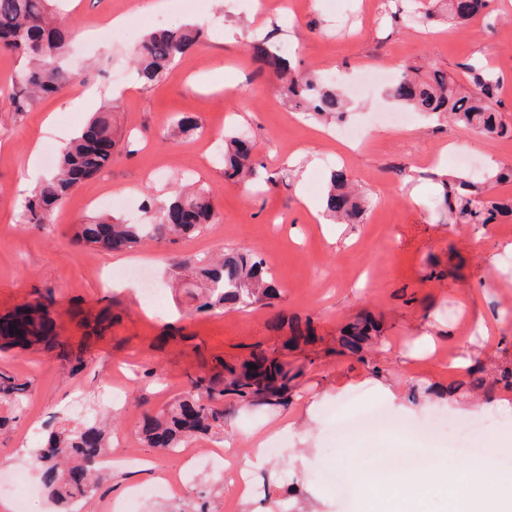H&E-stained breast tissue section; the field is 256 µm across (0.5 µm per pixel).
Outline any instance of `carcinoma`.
Returning a JSON list of instances; mask_svg holds the SVG:
<instances>
[{"instance_id": "1", "label": "carcinoma", "mask_w": 512, "mask_h": 512, "mask_svg": "<svg viewBox=\"0 0 512 512\" xmlns=\"http://www.w3.org/2000/svg\"><path fill=\"white\" fill-rule=\"evenodd\" d=\"M55 0H0V50L16 53L21 65L11 76V105L16 113L28 111L38 100L69 85L73 76L63 59L68 51L65 37L54 20ZM488 0H447L448 19L465 23L480 17ZM201 38V28L179 26L143 35L133 49V61L145 86L163 76ZM263 66L283 83L294 106L323 120L340 118L346 112L343 95L335 86L316 75L300 72L276 47L271 38L252 46ZM469 80L464 89L454 77L439 68L420 75V68L401 63L388 90L397 104L416 112L441 116L452 124L468 127L488 139L512 136V123L497 108L500 77L480 62L463 66ZM109 104L70 141L59 156L57 168L29 196L22 219L30 224H46L51 209L60 204L83 181L109 167L117 142L112 130ZM254 145L240 136H224L221 162L228 181L254 183L261 179L260 167L253 161ZM443 201L450 218L457 224H495L512 217V197H490L484 183L463 176L441 178ZM323 211L336 224H360L366 201L353 187L344 169L330 173L323 197ZM145 224H123L116 218H95L81 225L75 243L96 244L108 251L131 249L149 239L158 242L187 235L204 224L219 223L211 196L204 188L178 185L160 203L147 202ZM193 290L189 291L195 312L217 308H245L268 302L278 289L261 255L255 252H228L214 260H200L194 266ZM313 339L311 321L289 324L284 350H294ZM379 339V326L369 315H358L346 324L339 337V353L358 357L365 364L369 348ZM60 348L67 362H82L83 351L74 350L55 336L53 311L37 301L0 318V348L39 346ZM221 371L191 375V388L205 396L188 394L157 414L145 418L144 440L151 448L174 450L201 436L224 433L227 422L225 403L273 409L286 407L296 396L304 366H293L276 351L258 349L248 357L226 363L215 358ZM256 368L251 369L249 365ZM29 383L0 372V432L16 420V412L26 402ZM110 433L106 425L93 420L71 428L51 430L33 457L43 470L51 496L60 503L93 499L105 479L101 458L109 452Z\"/></svg>"}]
</instances>
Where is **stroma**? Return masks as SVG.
<instances>
[{
	"mask_svg": "<svg viewBox=\"0 0 512 512\" xmlns=\"http://www.w3.org/2000/svg\"><path fill=\"white\" fill-rule=\"evenodd\" d=\"M260 2V12L244 22L237 0H210L203 16L183 0H67L65 17H79L85 29L70 44L74 80L19 115L9 100L17 57L0 51V315L50 298L61 338L87 345L76 368L42 348L0 351V370L31 384L19 419L0 433V470L24 471L38 489L30 512L58 510L31 463L43 435L108 410L124 440L117 456L153 462L113 468L90 512H108L133 487L156 482L163 463L177 456L144 446L145 414L185 397L188 375L212 373L214 357L233 363L255 348L281 345L269 326L277 314L312 319L316 328L314 343L288 355L305 366L297 399L275 412L233 409L223 440L192 443L204 453L266 430L270 452L251 463V496L238 499L234 482L225 484L237 512H363L362 486L347 480V472L401 442L443 472L487 453L494 481L512 475V457L494 452L512 437V388L495 385L487 400L441 393L467 381L472 359L494 370L512 368V220L480 231L449 223L437 181L469 164L482 180L495 166L512 165V138L490 140L418 113L404 128L383 118L394 108L386 91L397 62L438 67L461 79L463 64L486 59L503 78L498 101L512 120V42L504 37L512 29V0H489L485 19L427 27L394 23L392 13L407 12L408 0H378L374 8L354 0L345 9L336 0H312L301 15L289 10L290 0ZM154 12L167 13L172 27L200 25L207 36L147 89L136 78L130 44L103 40L99 31L122 13L140 32L150 31ZM268 34L290 43L302 70L334 72L358 84L339 124L304 119L260 72L248 45ZM97 58L105 75L88 67ZM115 73L123 74L122 82H112ZM109 101L115 104V161L74 189L48 223H25L22 198ZM182 113L197 117L200 128L169 139ZM339 125L364 128L367 145L332 140ZM225 132L249 136L256 160L285 174V181L262 191L225 181L217 161ZM335 164L349 170L370 202L363 223L317 217ZM187 179L209 190L218 223L125 251L75 244L80 224L95 217L144 223L143 200L166 199ZM97 193L122 195L125 205L93 203ZM246 250L269 257L279 296L245 309L191 311L176 285L174 262ZM132 264L151 267L163 311L146 306L136 285L109 288L98 276L99 269L117 272ZM108 304L119 322L104 335H89L88 322ZM363 312L376 318L383 336L371 367L334 351L341 328ZM429 336L434 345L426 344ZM151 367L159 378L143 379ZM111 380L124 388L108 407L102 393Z\"/></svg>",
	"mask_w": 512,
	"mask_h": 512,
	"instance_id": "1",
	"label": "stroma"
}]
</instances>
